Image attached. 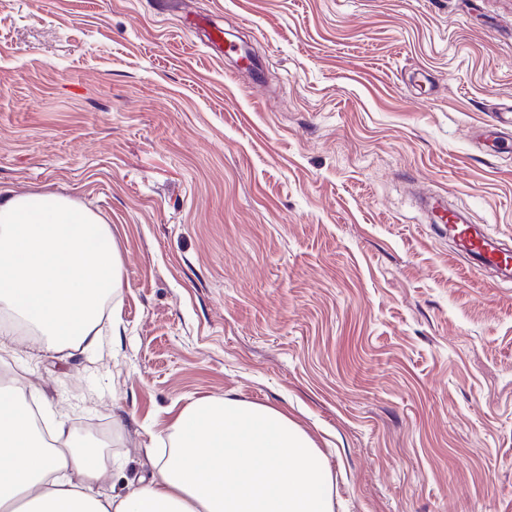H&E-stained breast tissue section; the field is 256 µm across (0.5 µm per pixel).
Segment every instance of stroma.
Here are the masks:
<instances>
[{
  "label": "stroma",
  "instance_id": "stroma-1",
  "mask_svg": "<svg viewBox=\"0 0 512 512\" xmlns=\"http://www.w3.org/2000/svg\"><path fill=\"white\" fill-rule=\"evenodd\" d=\"M511 108L512 0H0V185L104 217L124 328L0 366L128 482L232 395L314 439L335 512H512V280L416 204L512 249V127L477 138Z\"/></svg>",
  "mask_w": 512,
  "mask_h": 512
}]
</instances>
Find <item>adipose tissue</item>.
<instances>
[{"label":"adipose tissue","instance_id":"adipose-tissue-1","mask_svg":"<svg viewBox=\"0 0 512 512\" xmlns=\"http://www.w3.org/2000/svg\"><path fill=\"white\" fill-rule=\"evenodd\" d=\"M109 224L81 201L0 187V315L48 349L99 344L105 300L121 290ZM163 455L126 492L100 451L64 421L41 443L22 390L0 380V512H335L325 454L288 415L234 397H201L168 427Z\"/></svg>","mask_w":512,"mask_h":512}]
</instances>
